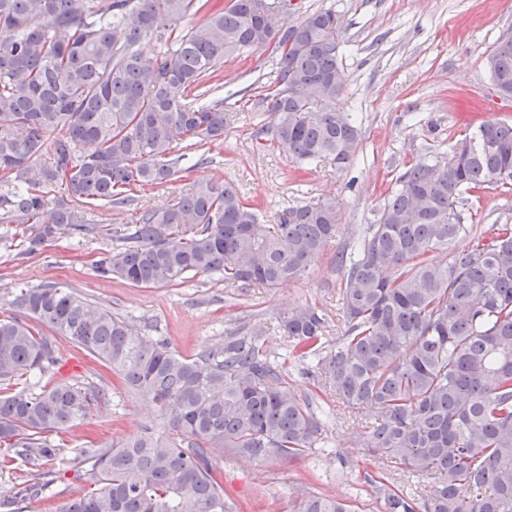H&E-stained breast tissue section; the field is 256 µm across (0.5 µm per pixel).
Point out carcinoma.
<instances>
[{
    "label": "carcinoma",
    "instance_id": "obj_1",
    "mask_svg": "<svg viewBox=\"0 0 512 512\" xmlns=\"http://www.w3.org/2000/svg\"><path fill=\"white\" fill-rule=\"evenodd\" d=\"M200 12L201 22L182 26ZM145 39L164 51H144ZM342 45L332 10L284 26L270 0H0V223L21 226L31 254L57 235L91 233V208L174 180L173 151L183 159L224 141L229 113L222 100H201L206 79L255 51L277 59L256 102L276 122L259 132L293 161L349 167L362 132L336 109L347 83ZM486 70L512 99L511 34L497 39ZM496 184H512V122L485 120L408 168L364 238L337 254L345 330L329 352L316 307L279 317L289 357L316 362L346 407L376 410L361 447L432 476L419 499L380 484L387 512H512V225H491L445 261L435 255L469 232L462 195ZM338 223L326 200L262 224L232 183L205 180L142 208L126 244L95 269L143 288L219 273L271 289L305 272ZM10 306L0 317V384L16 391L0 397V464L19 461L36 477L8 507L49 485L46 462L65 461L49 433L109 401L105 384L33 381L59 362L41 325L112 369L168 431L146 426L79 449L87 490L61 512H236L224 500V452L297 460L321 432L259 332H231L187 359L58 283L21 288ZM299 512L351 510L308 495Z\"/></svg>",
    "mask_w": 512,
    "mask_h": 512
}]
</instances>
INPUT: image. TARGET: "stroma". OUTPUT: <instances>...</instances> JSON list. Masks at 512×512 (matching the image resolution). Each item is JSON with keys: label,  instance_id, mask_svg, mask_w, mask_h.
Returning <instances> with one entry per match:
<instances>
[{"label": "stroma", "instance_id": "stroma-1", "mask_svg": "<svg viewBox=\"0 0 512 512\" xmlns=\"http://www.w3.org/2000/svg\"><path fill=\"white\" fill-rule=\"evenodd\" d=\"M321 9L336 11L342 23V63L349 81L336 106L352 113L362 130L354 164L342 171L324 163L300 166L259 134V126L274 123L254 104L273 77L276 59L252 52L217 68L214 94L233 115L223 144L212 147L204 161L181 160L179 178L138 196L140 205H161L195 182L219 177L256 205L266 224L276 222L290 206L336 200V236L300 277L274 289L228 286L221 276L204 273L177 286L151 288L100 277L93 263L121 246V229L136 220L130 205L94 209L91 234L61 236L31 255L24 252L19 227L0 223V314L7 312L18 289L59 283L135 321L145 335L188 358L240 327L262 333L289 387L321 413L323 432L317 447L294 461L225 453L220 461L224 498L242 512H297L306 493L346 501L354 512H385L373 487L377 480L408 495L422 494L424 481L360 446L362 434L375 424L373 409L345 407L328 384L308 374L306 365L289 360L277 320L292 309L317 306L327 317V340L335 341L344 330L337 252L364 237L399 175L434 153L447 152L465 135L467 122L512 121V100L499 97L484 69L497 38L512 33V0H288L282 21L290 24ZM466 198L465 221L474 229L512 224V185H492ZM56 344L60 362L41 377L42 386L112 381L111 371L80 347L61 337ZM145 425L158 433L164 429L155 408L116 389L108 406L65 433V444L80 448L89 440L116 443ZM84 487L81 466L74 460L41 496L21 508L61 512Z\"/></svg>", "mask_w": 512, "mask_h": 512}]
</instances>
